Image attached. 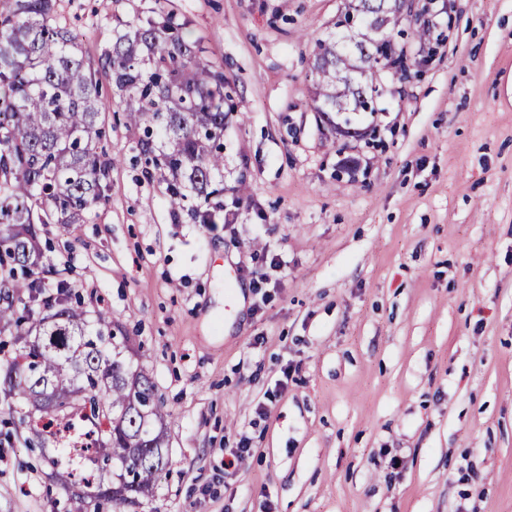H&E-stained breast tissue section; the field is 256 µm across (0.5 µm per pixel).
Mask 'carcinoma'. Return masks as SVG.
I'll list each match as a JSON object with an SVG mask.
<instances>
[{
	"instance_id": "obj_1",
	"label": "carcinoma",
	"mask_w": 512,
	"mask_h": 512,
	"mask_svg": "<svg viewBox=\"0 0 512 512\" xmlns=\"http://www.w3.org/2000/svg\"><path fill=\"white\" fill-rule=\"evenodd\" d=\"M399 0H354L338 26L347 33L318 43L311 73L315 111L334 112L344 125L373 100L380 72L404 73L405 58L389 54V28L398 25ZM53 0H13L0 14V322L14 320L13 297L29 292L28 335L22 353L3 366L4 394L18 397L35 424L44 397L55 400L64 427L78 419L93 448L80 458L79 482L88 489L110 476L112 494L92 493L99 504H134L152 493L168 450L165 414L146 375L125 355L128 337L106 335V314L91 330L87 311L73 305L66 285L56 296L29 279L42 263L36 226L79 224L105 201L109 163L97 152L99 99L96 72L79 56L69 31L51 23ZM103 72L127 102L126 117L147 136L164 139L161 163L174 204L189 184L208 201L223 173L226 78L196 61L195 48L171 22L148 19L112 39Z\"/></svg>"
}]
</instances>
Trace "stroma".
Here are the masks:
<instances>
[{
    "mask_svg": "<svg viewBox=\"0 0 512 512\" xmlns=\"http://www.w3.org/2000/svg\"><path fill=\"white\" fill-rule=\"evenodd\" d=\"M347 3L55 0L86 65L168 15L232 96L213 223L103 78L106 200L40 234L35 279L130 337L166 413L161 481L114 512H512V0L401 22L412 66L353 136L310 80ZM24 411L0 394V512H95Z\"/></svg>",
    "mask_w": 512,
    "mask_h": 512,
    "instance_id": "35a3bbf8",
    "label": "stroma"
}]
</instances>
